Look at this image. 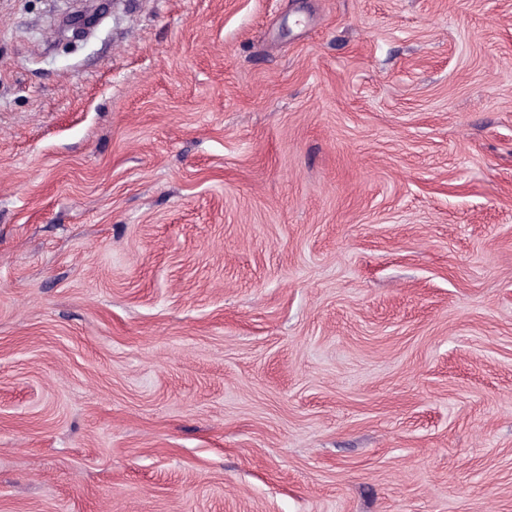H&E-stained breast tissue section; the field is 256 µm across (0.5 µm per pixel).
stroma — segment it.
<instances>
[{
	"label": "stroma",
	"mask_w": 512,
	"mask_h": 512,
	"mask_svg": "<svg viewBox=\"0 0 512 512\" xmlns=\"http://www.w3.org/2000/svg\"><path fill=\"white\" fill-rule=\"evenodd\" d=\"M0 512H512V0H0Z\"/></svg>",
	"instance_id": "1"
}]
</instances>
